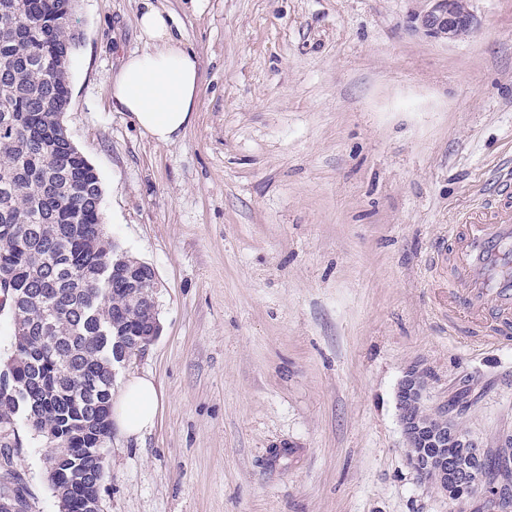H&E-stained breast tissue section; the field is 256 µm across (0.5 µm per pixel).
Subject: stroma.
Instances as JSON below:
<instances>
[{"instance_id":"stroma-1","label":"stroma","mask_w":512,"mask_h":512,"mask_svg":"<svg viewBox=\"0 0 512 512\" xmlns=\"http://www.w3.org/2000/svg\"><path fill=\"white\" fill-rule=\"evenodd\" d=\"M196 54L193 124L156 143L112 108L142 51L138 0H78L67 131L98 171L102 221L156 274L160 333L119 370L151 378L153 427L112 430L104 512H483L407 463L396 391L494 450L512 431V344L448 324L434 256L512 161V0L474 32L412 30L422 0H156ZM0 484L59 512L26 423Z\"/></svg>"}]
</instances>
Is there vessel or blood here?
Returning a JSON list of instances; mask_svg holds the SVG:
<instances>
[{
    "label": "vessel or blood",
    "instance_id": "1",
    "mask_svg": "<svg viewBox=\"0 0 512 512\" xmlns=\"http://www.w3.org/2000/svg\"><path fill=\"white\" fill-rule=\"evenodd\" d=\"M448 315L488 342L512 338V168L480 206L448 227Z\"/></svg>",
    "mask_w": 512,
    "mask_h": 512
}]
</instances>
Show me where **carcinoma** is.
Instances as JSON below:
<instances>
[{
    "label": "carcinoma",
    "instance_id": "carcinoma-1",
    "mask_svg": "<svg viewBox=\"0 0 512 512\" xmlns=\"http://www.w3.org/2000/svg\"><path fill=\"white\" fill-rule=\"evenodd\" d=\"M71 0H0V279L12 314L10 374L0 424L45 439L44 463L60 507L85 512L106 476L101 448L112 427L113 352L133 354L156 319L146 285L155 272L106 236L99 173L71 144L69 57L79 37ZM448 447L418 437L411 455L448 458V476L425 483L461 503L454 466H476L455 418Z\"/></svg>",
    "mask_w": 512,
    "mask_h": 512
}]
</instances>
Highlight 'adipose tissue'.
<instances>
[{
	"label": "adipose tissue",
	"mask_w": 512,
	"mask_h": 512,
	"mask_svg": "<svg viewBox=\"0 0 512 512\" xmlns=\"http://www.w3.org/2000/svg\"><path fill=\"white\" fill-rule=\"evenodd\" d=\"M140 5L137 23L146 48L128 55L113 74L112 107L128 113L133 123L156 142L170 144L194 119L199 62L176 36L170 14L154 0H140ZM158 404L159 395L152 380L130 378L112 409L116 427L129 437L141 434L153 425Z\"/></svg>",
	"instance_id": "1"
}]
</instances>
